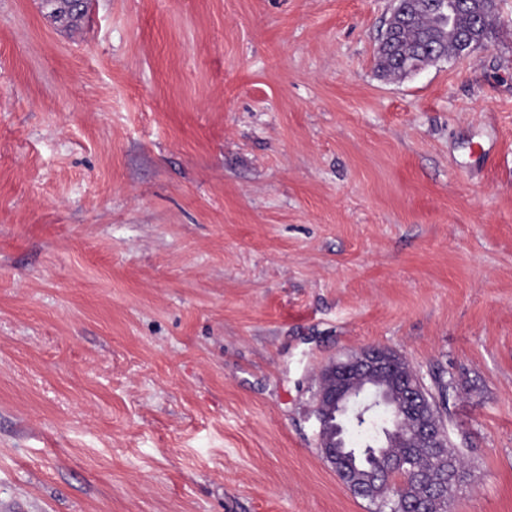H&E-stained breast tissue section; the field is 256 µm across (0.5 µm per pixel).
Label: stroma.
<instances>
[{
	"instance_id": "obj_1",
	"label": "stroma",
	"mask_w": 512,
	"mask_h": 512,
	"mask_svg": "<svg viewBox=\"0 0 512 512\" xmlns=\"http://www.w3.org/2000/svg\"><path fill=\"white\" fill-rule=\"evenodd\" d=\"M392 0H0V512H372L319 368L397 351L512 512V0L377 69Z\"/></svg>"
}]
</instances>
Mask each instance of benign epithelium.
<instances>
[{
	"mask_svg": "<svg viewBox=\"0 0 512 512\" xmlns=\"http://www.w3.org/2000/svg\"><path fill=\"white\" fill-rule=\"evenodd\" d=\"M403 359L395 352L378 347L363 348L344 360H333L319 375L316 393V420L322 459L339 480L366 498L379 496L382 487L374 472L350 460L338 440L337 417L365 421L371 410L387 403L385 390L392 388L400 421L412 418L417 448H445L448 431L428 388L418 376L392 383ZM456 485L454 470L431 485L434 500L448 498Z\"/></svg>",
	"mask_w": 512,
	"mask_h": 512,
	"instance_id": "obj_1",
	"label": "benign epithelium"
}]
</instances>
